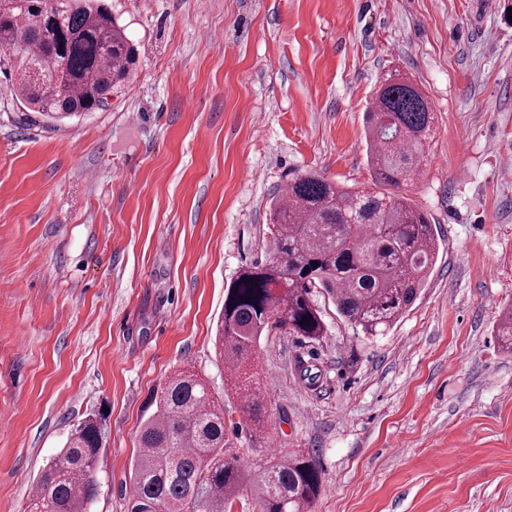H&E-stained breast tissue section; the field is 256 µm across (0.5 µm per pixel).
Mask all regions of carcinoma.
<instances>
[{
    "mask_svg": "<svg viewBox=\"0 0 512 512\" xmlns=\"http://www.w3.org/2000/svg\"><path fill=\"white\" fill-rule=\"evenodd\" d=\"M0 0V73L29 111L60 120L93 112L121 90L137 53L104 0ZM409 80L386 76L366 114L376 191L350 190L309 172L292 178L271 207L269 259L241 268L224 294L215 350L224 390L243 402L251 429L264 428L256 355L275 333L319 342L326 334L314 294L366 336L385 334L426 284L440 243L426 213L394 188L416 178L434 126L430 102ZM512 354V306L499 318ZM138 437L130 512H227L245 481L260 512H311L322 473L311 453L292 451L244 470L224 443V412L206 381L177 371L156 389ZM105 418L71 432L36 481L32 512H90L99 489Z\"/></svg>",
    "mask_w": 512,
    "mask_h": 512,
    "instance_id": "1",
    "label": "carcinoma"
}]
</instances>
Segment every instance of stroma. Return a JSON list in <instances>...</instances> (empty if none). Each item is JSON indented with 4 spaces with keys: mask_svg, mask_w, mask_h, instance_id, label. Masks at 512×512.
<instances>
[{
    "mask_svg": "<svg viewBox=\"0 0 512 512\" xmlns=\"http://www.w3.org/2000/svg\"><path fill=\"white\" fill-rule=\"evenodd\" d=\"M134 42L108 105L49 123L0 75V512L86 418L108 435L91 512H128L154 389L204 378L246 465L312 452L314 512H512V0H108ZM422 88L429 161L401 186L442 246L370 338L263 337L264 433L215 356L224 290L265 261L269 204L315 170L371 188L383 76Z\"/></svg>",
    "mask_w": 512,
    "mask_h": 512,
    "instance_id": "obj_1",
    "label": "stroma"
}]
</instances>
